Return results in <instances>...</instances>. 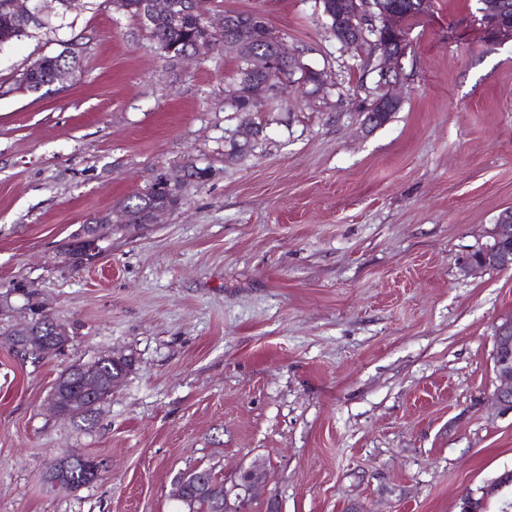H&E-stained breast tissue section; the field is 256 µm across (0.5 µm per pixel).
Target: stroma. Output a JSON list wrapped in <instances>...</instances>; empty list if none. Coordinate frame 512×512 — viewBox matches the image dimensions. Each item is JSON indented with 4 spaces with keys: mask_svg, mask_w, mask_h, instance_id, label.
Returning a JSON list of instances; mask_svg holds the SVG:
<instances>
[{
    "mask_svg": "<svg viewBox=\"0 0 512 512\" xmlns=\"http://www.w3.org/2000/svg\"><path fill=\"white\" fill-rule=\"evenodd\" d=\"M206 6L262 16L295 59L249 112L263 133L242 160L240 64L221 47L169 59L138 18L75 0L0 52L10 87L84 49L67 79L0 96V512H177L173 481L196 468L229 512H459L512 469L491 361L512 269L458 268L512 208V40L486 32L480 0H431L405 22L402 104L368 133L373 44L342 47L319 0ZM191 159L207 182L125 223L129 197ZM103 212L101 256L72 265L63 246ZM38 310L72 339L35 361L9 334ZM104 355L129 368L93 426L51 413L61 373ZM74 453L101 480L52 484ZM256 462L265 484L241 497Z\"/></svg>",
    "mask_w": 512,
    "mask_h": 512,
    "instance_id": "35a3bbf8",
    "label": "stroma"
}]
</instances>
